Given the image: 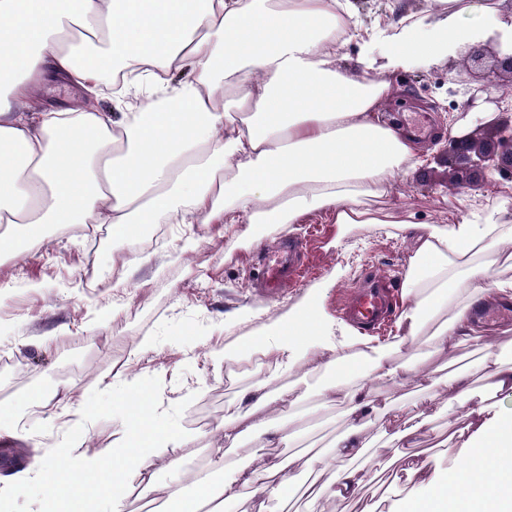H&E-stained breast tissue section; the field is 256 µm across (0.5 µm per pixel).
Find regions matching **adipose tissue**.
<instances>
[{"label":"adipose tissue","instance_id":"obj_1","mask_svg":"<svg viewBox=\"0 0 512 512\" xmlns=\"http://www.w3.org/2000/svg\"><path fill=\"white\" fill-rule=\"evenodd\" d=\"M441 23L399 13L393 24L367 27L351 0H0V260L42 246L50 226L105 224L129 246L127 265L147 224H301L331 212L339 224H372L363 206L387 194L395 178L421 165L407 138L380 122L398 72L457 56L467 44L512 41L495 0L479 25L462 21L463 0H433ZM361 52L343 66L348 41ZM131 78L114 89L118 71ZM50 77L89 93L113 87L111 111L92 103L46 109L41 91ZM240 88L233 108L217 94ZM497 212L479 221L432 227L413 242L406 278L409 299L391 343L373 345L368 370L354 386L323 382L324 401L347 399L345 429L336 452L306 458L308 471L330 472L310 490L307 512L327 500L345 504L377 480L399 449L432 430L429 417H405V403L387 413L397 430L388 447L364 434L372 403L370 382L440 385L449 407L465 412L473 433L457 432L448 445L461 451L445 480L426 463L404 469L410 486L403 512H512V410L487 417L472 405L467 370L442 381L420 364L395 362L392 346H406L424 318L446 307L434 331L437 350L476 342L470 310L488 296L512 300V279L488 280L489 257L511 240ZM336 327L315 306L302 305L266 325L251 356L290 370L314 366ZM270 394L245 391L224 405V423L212 444L216 461L245 434L282 439L279 419L249 424ZM118 444L93 455L64 436L52 459L36 458L14 470L0 499L25 487L41 488L39 512H100L124 486L138 482L153 493L147 459L159 446L176 449L191 436L160 426L162 395L132 390ZM283 462L261 470L224 469L220 489L196 481L195 496L168 489L165 512H201L215 503L227 512L242 490L279 496Z\"/></svg>","mask_w":512,"mask_h":512}]
</instances>
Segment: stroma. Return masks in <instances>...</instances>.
<instances>
[{
  "mask_svg": "<svg viewBox=\"0 0 512 512\" xmlns=\"http://www.w3.org/2000/svg\"><path fill=\"white\" fill-rule=\"evenodd\" d=\"M394 83L383 120L401 126L424 118L428 131L414 139L423 165L398 176L390 192L372 202L392 216V223L338 224L333 214L322 212L305 223L244 238L218 234L210 225L170 224L156 246L140 247L135 268L125 264L128 249L121 239L94 246V236L109 228L90 224L0 264V351L9 354L0 360V411L16 409L30 394L51 388L70 395L53 403L50 413L25 416L23 458L52 448L84 397L102 411L79 431L82 452L111 445L114 403L129 385L149 391L161 381L168 419L195 438L193 447L181 451L186 470L193 472L212 457L225 398L260 380L269 392L290 385L294 410L279 414L290 440L275 454L290 459L294 486L266 505L270 512H302L297 489L310 476L294 455L310 445L322 448L342 429L343 402L323 405L316 384L322 378L345 382L347 370L338 366L318 376L277 377L236 356L235 337L262 335L266 324L315 292L323 311L335 316L337 299L366 270L409 266L413 225L457 224L486 206L499 209L512 226V193L501 192L505 179L478 168L464 175L447 160L451 137L475 132L486 139L495 123L512 118V84L502 83L501 104L470 102L478 81L459 58L409 68L395 75ZM189 236L195 244L187 249L183 241ZM292 236L317 241L301 282L273 300L255 297L251 266L260 249ZM239 309L251 311L253 322L242 329L225 327V315ZM445 318L441 312L424 321L406 362H420L443 378L464 364L477 370L484 353L476 346L433 354L431 333ZM119 372L124 379L117 383L113 377ZM408 491L396 462L346 507L328 502L324 509L364 512L373 506L377 512H401Z\"/></svg>",
  "mask_w": 512,
  "mask_h": 512,
  "instance_id": "35a3bbf8",
  "label": "stroma"
}]
</instances>
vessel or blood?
<instances>
[{"instance_id":"1","label":"vessel or blood","mask_w":512,"mask_h":512,"mask_svg":"<svg viewBox=\"0 0 512 512\" xmlns=\"http://www.w3.org/2000/svg\"><path fill=\"white\" fill-rule=\"evenodd\" d=\"M308 248V241L288 240L262 257L254 276L264 297H277L291 280L302 276L299 255ZM403 307L402 278L388 273L370 275L363 287L347 290L336 303L338 314L367 333L382 330Z\"/></svg>"}]
</instances>
